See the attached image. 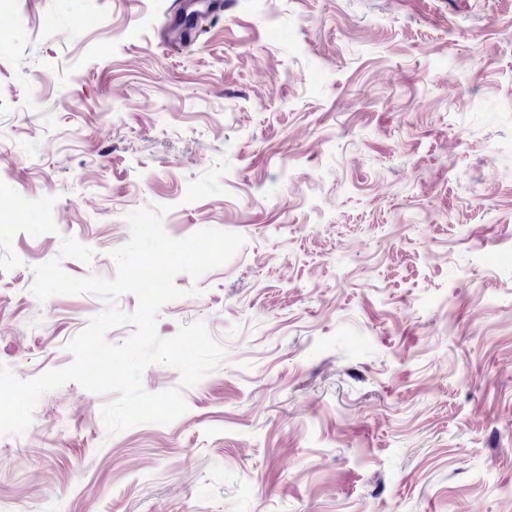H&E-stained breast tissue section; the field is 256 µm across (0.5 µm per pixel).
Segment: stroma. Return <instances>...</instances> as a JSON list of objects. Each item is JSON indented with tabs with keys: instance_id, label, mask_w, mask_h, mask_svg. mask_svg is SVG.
Listing matches in <instances>:
<instances>
[{
	"instance_id": "obj_1",
	"label": "stroma",
	"mask_w": 512,
	"mask_h": 512,
	"mask_svg": "<svg viewBox=\"0 0 512 512\" xmlns=\"http://www.w3.org/2000/svg\"><path fill=\"white\" fill-rule=\"evenodd\" d=\"M15 0L0 16V364L68 367L124 293L134 210L244 242L160 310L224 357L173 422L108 434L107 394H41L0 434V512H512V0ZM91 248L61 255L62 237ZM201 0H177L174 9L166 22L164 23L165 39L170 43L183 44L192 41L195 34L185 24V18L188 15L198 11Z\"/></svg>"
}]
</instances>
